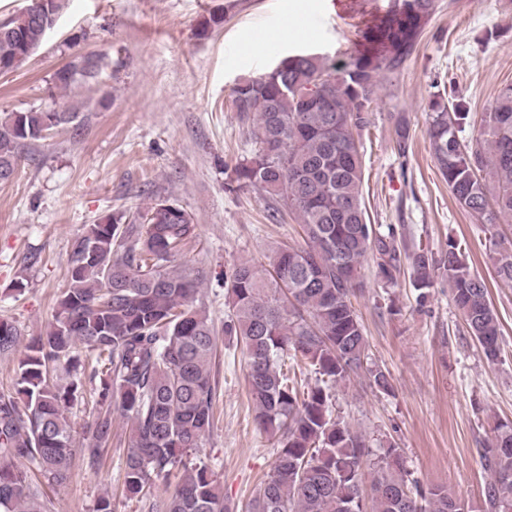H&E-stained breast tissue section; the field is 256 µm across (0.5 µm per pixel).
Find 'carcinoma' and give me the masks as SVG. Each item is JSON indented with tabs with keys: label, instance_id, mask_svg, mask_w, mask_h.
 <instances>
[{
	"label": "carcinoma",
	"instance_id": "obj_1",
	"mask_svg": "<svg viewBox=\"0 0 512 512\" xmlns=\"http://www.w3.org/2000/svg\"><path fill=\"white\" fill-rule=\"evenodd\" d=\"M43 26L30 9L0 25V68L15 70L42 45L63 8L49 0ZM438 0H390L385 15L363 32V46L338 64L319 54H292L256 79L233 89L236 111L251 122L254 147L224 184L228 193L260 187L296 215L303 243L279 250L270 268L253 261L226 277L230 314L224 335L243 345L247 384L260 429L279 436L273 467L248 512H461V499L443 484L410 481L395 448L368 462L365 435L334 415L329 386L305 391L286 362H303L338 385L368 359L366 329L352 298L367 259L393 281L402 267L424 304L436 273L448 279L467 332L488 360H498L501 329L488 287L453 243L436 257L409 250L390 225L369 223L362 196V143L382 78L413 55ZM103 59L86 54L60 70L62 87L98 76ZM428 137L438 170L458 204L486 224L512 220V83L502 87L481 118L482 137L467 141L473 120L466 103L439 93L429 103ZM72 107L0 116V183L16 175L19 149L50 132L75 126ZM197 237L192 216L158 199L126 224H90L75 247L69 287L57 301L46 335L24 347L13 391L0 394V512H45L31 476L64 482L73 448L67 404L82 381L59 387L50 367H80L78 347L104 361L92 378L98 410L82 449L95 465L112 441L113 414L130 422L123 493L143 499L158 483L172 492L153 500L151 512H230L213 474L188 461L214 424L217 397L209 363L216 332L195 306L199 276L171 263ZM497 276L512 283V245L493 243ZM21 333L0 317V354L15 352ZM380 393L393 390L389 373L368 369ZM488 474L489 512H512V423L499 422L481 452ZM372 465L371 496L362 494Z\"/></svg>",
	"mask_w": 512,
	"mask_h": 512
}]
</instances>
